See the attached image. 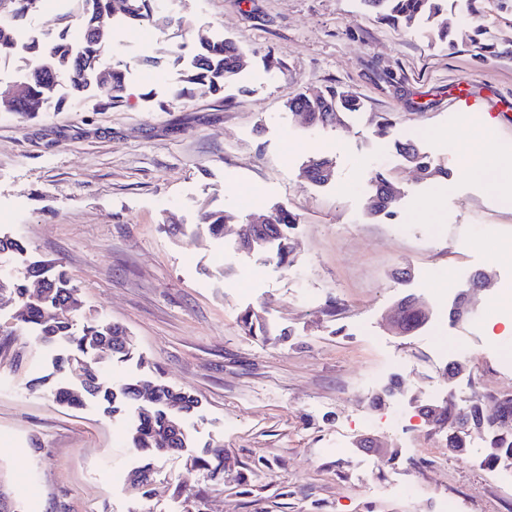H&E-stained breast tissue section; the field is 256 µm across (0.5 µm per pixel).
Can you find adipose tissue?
I'll return each mask as SVG.
<instances>
[{
	"instance_id": "1",
	"label": "adipose tissue",
	"mask_w": 512,
	"mask_h": 512,
	"mask_svg": "<svg viewBox=\"0 0 512 512\" xmlns=\"http://www.w3.org/2000/svg\"><path fill=\"white\" fill-rule=\"evenodd\" d=\"M450 150L449 169L462 168L474 179L498 192L505 204H512V154L499 149L487 136L471 126L451 128L442 134Z\"/></svg>"
}]
</instances>
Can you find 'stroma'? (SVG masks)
Returning a JSON list of instances; mask_svg holds the SVG:
<instances>
[{
	"instance_id": "obj_1",
	"label": "stroma",
	"mask_w": 512,
	"mask_h": 512,
	"mask_svg": "<svg viewBox=\"0 0 512 512\" xmlns=\"http://www.w3.org/2000/svg\"><path fill=\"white\" fill-rule=\"evenodd\" d=\"M163 14L189 18L210 37L232 39L246 66L223 96L194 86L177 97L180 68L168 56L172 30L113 25L127 64L123 103L95 98L35 116L0 112V235L22 238L13 276L34 261H59L80 290L87 316L124 327L142 361L101 354L102 376L122 384L161 379L196 395L187 446L154 457L148 497L126 476L143 458L128 424L95 401L70 407L54 397L68 383L56 371L60 347L16 329L0 297V484L17 512H183L177 489L204 490L206 512H512V482L485 469V443L449 452L410 404L454 394L512 393V332L498 325L493 292L480 295L463 323L448 321L457 288L477 270L512 286V207L465 171L435 193L395 151L382 147L375 116L447 165L442 129L461 117L512 145V56L484 62L469 44L459 10L448 17L456 46L420 30L385 24L359 0H159ZM146 56L155 67L141 65ZM342 85L364 102L361 116L313 129L287 101ZM470 94V105L459 95ZM333 155L336 179L305 182L316 148ZM405 192L394 217L369 216L372 161ZM282 205L300 217L293 261L276 266L238 250L236 225L222 238L191 241L175 224L198 223L206 209L245 215ZM411 270L408 280L396 269ZM453 285L436 287L441 274ZM417 296L432 310L413 335H392L384 320L397 300ZM254 309L272 332L246 336L237 317ZM469 346L455 382L443 371ZM403 393L373 398L391 379ZM37 390H29L31 382ZM369 436L397 452L394 462L356 448ZM251 472L243 494L233 473L207 480L189 464L207 444Z\"/></svg>"
}]
</instances>
